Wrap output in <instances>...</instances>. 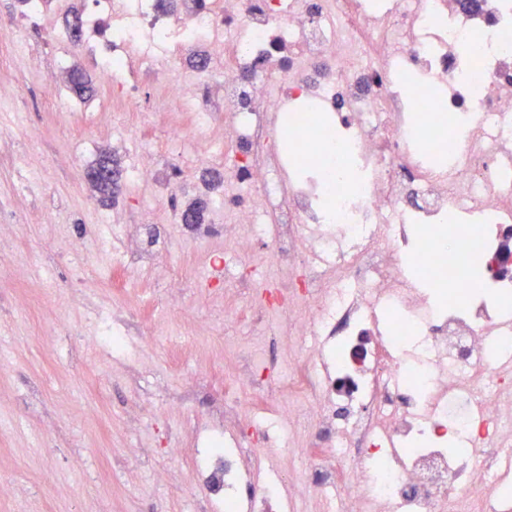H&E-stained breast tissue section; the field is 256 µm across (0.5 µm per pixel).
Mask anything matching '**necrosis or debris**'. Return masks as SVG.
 Segmentation results:
<instances>
[{"instance_id":"4bbe7bcc","label":"necrosis or debris","mask_w":512,"mask_h":512,"mask_svg":"<svg viewBox=\"0 0 512 512\" xmlns=\"http://www.w3.org/2000/svg\"><path fill=\"white\" fill-rule=\"evenodd\" d=\"M85 0L84 36L125 106L140 72L183 107L212 160L201 82L224 85L229 212L213 255L250 252L288 215L307 287L288 333L319 344L289 365L291 389L255 425L305 432L317 450L303 490H335L346 512H512V269L468 276L472 253L512 251V0ZM210 42L206 70L175 73L153 43ZM325 112L310 127L303 112ZM287 113V135L263 120ZM468 234L437 233L447 217ZM438 268L435 304L403 259ZM361 350V361L349 353ZM254 450L212 429L198 481L237 512Z\"/></svg>"}]
</instances>
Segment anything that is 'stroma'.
I'll return each instance as SVG.
<instances>
[{
	"instance_id": "obj_1",
	"label": "stroma",
	"mask_w": 512,
	"mask_h": 512,
	"mask_svg": "<svg viewBox=\"0 0 512 512\" xmlns=\"http://www.w3.org/2000/svg\"><path fill=\"white\" fill-rule=\"evenodd\" d=\"M19 38L0 68V84L22 89L18 105L0 103V512H214L196 480L197 450L239 372L224 344L252 331L225 326L224 275L207 262L223 225L178 219L206 194L203 170L174 138L180 115L153 111L151 79L141 110L113 108L100 84L73 111L54 112L43 77L63 51L43 28ZM145 152L161 188L124 182L102 205L87 166ZM105 213L135 225L129 250L107 245ZM64 235L75 252L58 248ZM116 309L132 324L120 352L103 335ZM142 335L154 346L140 349ZM262 343L255 378L276 391L286 326Z\"/></svg>"
}]
</instances>
